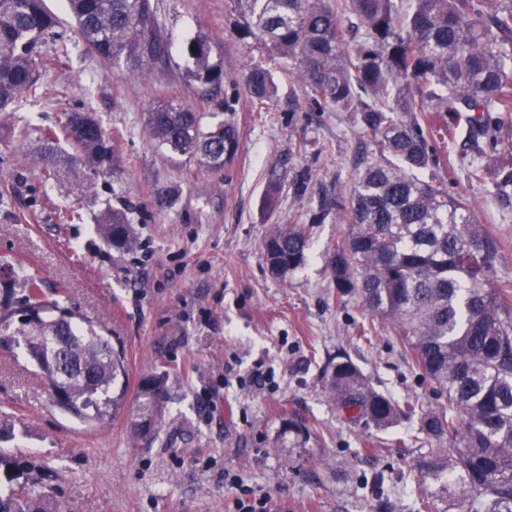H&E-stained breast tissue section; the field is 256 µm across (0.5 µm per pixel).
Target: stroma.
<instances>
[{"label":"stroma","mask_w":512,"mask_h":512,"mask_svg":"<svg viewBox=\"0 0 512 512\" xmlns=\"http://www.w3.org/2000/svg\"><path fill=\"white\" fill-rule=\"evenodd\" d=\"M175 44L172 72L127 78L75 42L69 64L43 76L45 95L26 103L39 128L71 111L91 109L122 135L124 166L99 181L96 199L41 182L36 145L13 143L0 116V263L24 259L48 292L101 325L122 345L126 400L146 376H166V418L156 439L133 447L122 408L100 426L61 412L24 350L0 352V417L14 426L8 450L54 470L46 491L60 512H235L238 487L268 499V512H467L444 483L421 481L415 463L433 444L417 417L379 431L348 421L329 398L326 366L346 354L395 399L417 409L443 403L408 352L359 301L337 299L326 264L348 224L324 202L348 199L358 140L352 113L314 110L287 64L239 39L234 0H155ZM204 31L224 69L220 98L231 103L240 150L220 173L162 161L145 114L158 100L200 109L208 98L190 81L180 45ZM273 74L264 105L237 95L250 66ZM454 156L433 174L466 198L502 245L498 282L512 289V186L494 195L468 179L459 161L471 152L463 125L449 120ZM159 181L179 193L163 213L151 207ZM278 183L273 205L265 191ZM135 209L140 246L122 251L96 232L105 204ZM82 214L68 223L66 214ZM273 224H302L310 235L306 264L281 279L262 251ZM262 363L264 385L249 371ZM232 376H225V368ZM305 422L309 447L282 445L290 419Z\"/></svg>","instance_id":"obj_1"}]
</instances>
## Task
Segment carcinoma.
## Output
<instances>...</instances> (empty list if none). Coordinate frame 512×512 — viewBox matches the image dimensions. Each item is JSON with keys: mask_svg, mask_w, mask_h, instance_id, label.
Returning a JSON list of instances; mask_svg holds the SVG:
<instances>
[{"mask_svg": "<svg viewBox=\"0 0 512 512\" xmlns=\"http://www.w3.org/2000/svg\"><path fill=\"white\" fill-rule=\"evenodd\" d=\"M239 36L252 38L274 57L292 62L304 92L318 107L353 113L372 157L355 168L348 231L328 257L339 300L357 299L387 326L446 398L419 413L426 438L455 447L417 460L422 479H446L448 497L470 512H512V308L509 290L497 284L501 247L474 209L425 176L439 162L432 142L445 139V117L464 118L475 158L468 178L493 192L506 183L490 178L486 158L512 147V0H236ZM64 23L44 0H0V114L13 122L23 146L30 123L22 102L44 94L42 72L70 59L72 30L86 48L129 76L169 67L172 41L153 0H65ZM54 44L42 58L37 47ZM189 77L215 91L224 69L213 60L209 35L187 39ZM242 91L262 105L276 93L270 71L250 67ZM231 111L222 101L211 112L175 103L154 105L146 127L162 157L185 159L219 173L240 149ZM42 178L92 192L121 169L122 135L108 131L89 109L66 112L38 129ZM175 187L158 183L152 205L168 209ZM132 206L108 205L99 231L112 247L133 251ZM302 224H274L263 240L271 273L285 278L308 260ZM14 301H0V344L24 346L65 414L103 424L125 402L127 369L104 329L49 299L39 276L10 264L0 285ZM21 317V327L10 323ZM336 407L366 427L387 430L406 411L374 387L355 363L336 357L326 382ZM168 393L160 376L143 379L130 418L134 444L155 440ZM288 447L305 448L307 426L288 421ZM44 468L0 451V512H53L40 490Z\"/></svg>", "mask_w": 512, "mask_h": 512, "instance_id": "carcinoma-1", "label": "carcinoma"}]
</instances>
